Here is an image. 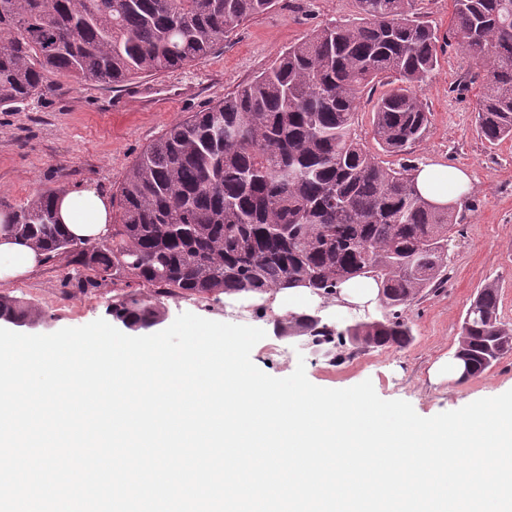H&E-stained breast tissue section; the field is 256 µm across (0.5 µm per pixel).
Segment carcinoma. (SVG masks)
Segmentation results:
<instances>
[{"label":"carcinoma","instance_id":"cac0c4a2","mask_svg":"<svg viewBox=\"0 0 512 512\" xmlns=\"http://www.w3.org/2000/svg\"><path fill=\"white\" fill-rule=\"evenodd\" d=\"M278 0H0V108L38 95L50 75L117 85L207 59L224 36ZM416 0H357L360 19L331 22L290 46L266 71L215 105L191 112L149 144L124 176L119 219L94 244L58 224V189L13 209L6 228L102 281L140 290L108 314L136 332L161 323L166 301L306 288L336 297L369 277L384 288L379 314L337 328L317 313L275 319L282 337L359 349L407 347L405 311L448 271L454 213L417 191L412 168L383 165L355 132L361 93L393 78L373 109L374 139L401 154L423 139L416 88L437 64L436 30ZM448 41L484 71L478 133L512 139V0H452ZM489 283L466 311L459 360L477 378L512 352V327ZM15 324L41 310L0 295Z\"/></svg>","mask_w":512,"mask_h":512}]
</instances>
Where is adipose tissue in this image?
<instances>
[{"instance_id":"adipose-tissue-1","label":"adipose tissue","mask_w":512,"mask_h":512,"mask_svg":"<svg viewBox=\"0 0 512 512\" xmlns=\"http://www.w3.org/2000/svg\"><path fill=\"white\" fill-rule=\"evenodd\" d=\"M416 187L428 201L453 206L461 201L470 176L462 168L430 163L415 173ZM57 220L71 236L89 242L100 241L110 231L111 204L93 187L64 191L55 199ZM43 253L32 244L15 238L0 227V282L9 283L35 272Z\"/></svg>"}]
</instances>
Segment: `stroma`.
Returning <instances> with one entry per match:
<instances>
[{
	"instance_id": "obj_1",
	"label": "stroma",
	"mask_w": 512,
	"mask_h": 512,
	"mask_svg": "<svg viewBox=\"0 0 512 512\" xmlns=\"http://www.w3.org/2000/svg\"><path fill=\"white\" fill-rule=\"evenodd\" d=\"M415 9L439 37L438 63L418 90L430 111L429 132L409 153L382 151L372 118L377 99L390 89L386 83L364 90L355 129L392 168L433 162L470 172L472 188L454 211L447 279L408 308L412 340L403 349L356 352L329 344L316 352L302 338L277 336L273 313L253 314L245 323L266 333L251 352L266 374L284 378L301 363L309 381L323 388L344 389L368 379L380 398L407 401L418 415L431 417L512 390V353L477 378L437 384L429 379L437 360L453 356L479 288L499 286V315L512 325V140L492 146L477 132L479 68L448 41L452 0H417ZM357 16V0H278L272 10L227 34L201 63L114 88L49 76L38 97L0 110V203L16 206L47 188L85 186L118 201L127 169L171 124L222 100L319 26ZM92 277L55 259L25 280L0 285V294L41 308L42 319L22 326V333L49 334L108 319L107 308L125 284L95 285Z\"/></svg>"
}]
</instances>
